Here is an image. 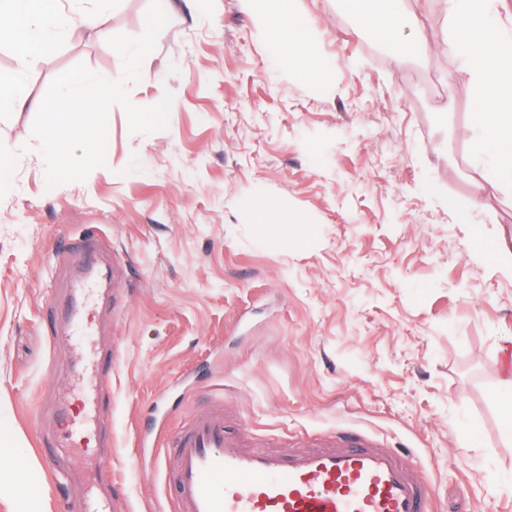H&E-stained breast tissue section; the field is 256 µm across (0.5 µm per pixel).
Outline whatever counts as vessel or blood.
<instances>
[{"instance_id":"b4317fda","label":"vessel or blood","mask_w":512,"mask_h":512,"mask_svg":"<svg viewBox=\"0 0 512 512\" xmlns=\"http://www.w3.org/2000/svg\"><path fill=\"white\" fill-rule=\"evenodd\" d=\"M111 245L86 235L72 245L86 267L68 278L70 305L65 316H51L59 330L87 318L81 296L91 280L100 278L97 261ZM99 384L83 400L81 422L91 432L111 424ZM53 433L39 434L40 446L70 443L68 403L56 407ZM223 404L199 411L187 420L167 446L172 465L168 512H434V487L406 453L383 447L378 437L362 430H332L300 435L288 450H270L229 433ZM79 512H130L125 501L99 492L82 494Z\"/></svg>"}]
</instances>
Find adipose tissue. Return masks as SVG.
<instances>
[{
  "label": "adipose tissue",
  "instance_id": "1",
  "mask_svg": "<svg viewBox=\"0 0 512 512\" xmlns=\"http://www.w3.org/2000/svg\"><path fill=\"white\" fill-rule=\"evenodd\" d=\"M251 11L263 21L276 61L300 64L309 75L324 70L323 62L310 51L312 22L287 9V0H248ZM448 24L443 33V51L456 60L468 83L473 103L468 143L472 158L488 174L474 182L475 199L512 188V20L491 13L493 0H444ZM70 0L69 9H59L57 0H6L0 10V36L13 42L18 62H28L49 47L45 17L55 19L67 35L95 26L97 15ZM347 14L379 39L395 63H403L405 42L400 32L406 26L404 0H342Z\"/></svg>",
  "mask_w": 512,
  "mask_h": 512
}]
</instances>
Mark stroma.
I'll return each instance as SVG.
<instances>
[{
	"label": "stroma",
	"instance_id": "stroma-1",
	"mask_svg": "<svg viewBox=\"0 0 512 512\" xmlns=\"http://www.w3.org/2000/svg\"><path fill=\"white\" fill-rule=\"evenodd\" d=\"M313 25L326 78L274 61L242 0H176L129 84L140 107L172 94L167 128L131 133L113 106L105 166L48 186L32 135L51 81L76 64L119 73L108 36H140L149 0H114L97 27L52 33L22 74L28 105L0 102L15 147L0 193V445L24 460L45 512L102 476L132 512H159L160 470L134 467L154 409L170 427L220 397L240 434L275 445L303 432L360 428L412 451L435 512H512V442L494 393L512 349V190L472 204L483 174L465 130L473 105L454 60L395 65L340 0H291ZM448 99L447 117L435 111ZM254 201L241 209L242 198ZM458 199L466 216L448 208ZM275 207L272 233L260 222ZM313 225L307 244L290 221ZM106 234L126 302L92 335L46 325L53 266L72 239ZM116 358L112 446L81 440L45 463L33 412L82 401L72 363Z\"/></svg>",
	"mask_w": 512,
	"mask_h": 512
}]
</instances>
